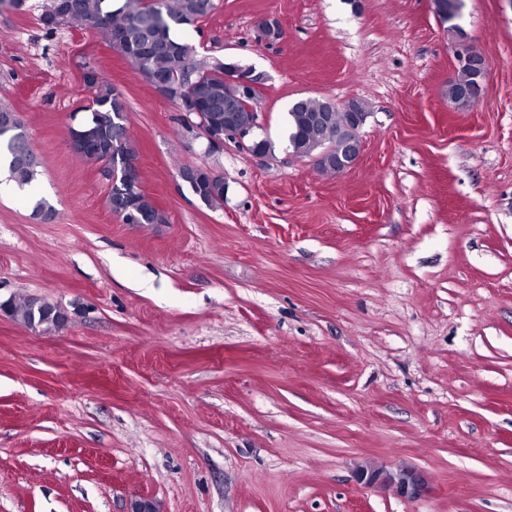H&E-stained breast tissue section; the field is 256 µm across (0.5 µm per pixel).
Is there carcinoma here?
<instances>
[{"mask_svg": "<svg viewBox=\"0 0 512 512\" xmlns=\"http://www.w3.org/2000/svg\"><path fill=\"white\" fill-rule=\"evenodd\" d=\"M210 0H76L71 13L62 24L94 30L102 42L121 53L141 75L153 73L178 83L190 82L200 96L202 114L214 124L224 123L225 108L247 116L251 106L260 98V90L249 97L224 83V62L218 60L202 65L193 58L192 49L174 35L189 17H208ZM470 82V73L462 69L456 81L448 84V101L458 109L468 104L456 98L459 86ZM92 104L86 108L87 118L78 127L88 148L77 158L95 164L99 169L116 172L107 193V204L122 221L134 214L140 224H164L166 217L153 199L142 189L140 175L128 169L129 163L138 161V152L128 124L121 94L102 79L88 87ZM333 112L341 119L343 111L336 103L325 98L306 97L296 100L288 111V145L304 153L322 151L336 153V138L332 130L311 131L306 125L309 112ZM0 115L12 118V125L0 129V163L6 165L9 181L22 189L35 182L40 175L41 162L29 142L19 118L7 107H0ZM190 192L201 195L206 205L219 208L224 204V181L218 180L213 188L200 190L186 182ZM34 298H13L9 317L27 328L40 324L44 329H60L56 318L64 315L58 305L45 302L46 311L33 313Z\"/></svg>", "mask_w": 512, "mask_h": 512, "instance_id": "1", "label": "carcinoma"}]
</instances>
